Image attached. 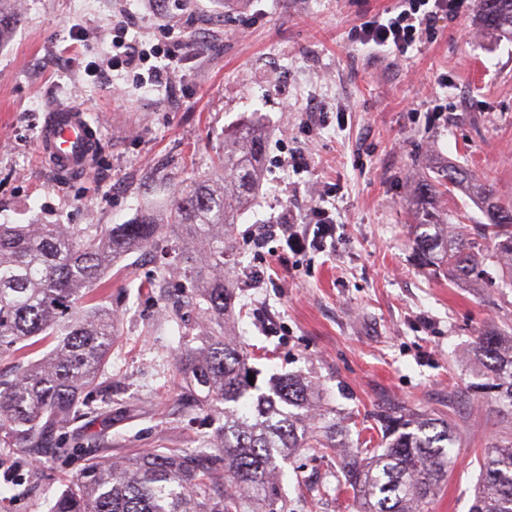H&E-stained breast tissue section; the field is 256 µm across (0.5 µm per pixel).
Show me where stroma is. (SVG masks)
Segmentation results:
<instances>
[{
    "mask_svg": "<svg viewBox=\"0 0 512 512\" xmlns=\"http://www.w3.org/2000/svg\"><path fill=\"white\" fill-rule=\"evenodd\" d=\"M458 2L403 57L354 38L397 0H24L0 45V224L109 226L162 211L169 187L214 171L225 128L245 118L269 128L263 183L235 230L230 321L260 388L277 374L314 378L346 434L332 456L300 450L282 463L288 512H354L336 473L379 441L383 400L455 423L459 455L433 512H469L478 456L504 428L470 393L463 354L484 329H512V288L418 265L410 241L428 206L483 218L463 190L414 194L446 166H468L512 203V39L481 31L480 0ZM116 20L147 50L201 47L150 58L170 67L153 88L124 71L100 79ZM73 102L98 134L89 172L74 176L37 152L48 112ZM324 199L335 251L283 252L273 224ZM154 270L145 249L104 275L120 331L91 412L36 453L0 447V512H49L87 460L218 436L221 420L189 410L176 366L183 332L202 320L186 306L170 315L189 289H140Z\"/></svg>",
    "mask_w": 512,
    "mask_h": 512,
    "instance_id": "1",
    "label": "stroma"
}]
</instances>
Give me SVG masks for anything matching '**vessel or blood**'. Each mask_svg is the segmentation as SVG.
<instances>
[{"mask_svg":"<svg viewBox=\"0 0 512 512\" xmlns=\"http://www.w3.org/2000/svg\"><path fill=\"white\" fill-rule=\"evenodd\" d=\"M97 132L82 108L61 106L50 112L37 142L39 156L59 172L79 175L91 166Z\"/></svg>","mask_w":512,"mask_h":512,"instance_id":"vessel-or-blood-1","label":"vessel or blood"}]
</instances>
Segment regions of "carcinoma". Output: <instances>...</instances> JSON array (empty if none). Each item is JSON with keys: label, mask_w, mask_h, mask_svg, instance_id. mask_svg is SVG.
Masks as SVG:
<instances>
[{"label": "carcinoma", "mask_w": 512, "mask_h": 512, "mask_svg": "<svg viewBox=\"0 0 512 512\" xmlns=\"http://www.w3.org/2000/svg\"><path fill=\"white\" fill-rule=\"evenodd\" d=\"M482 28L512 37V0H481ZM18 0H0V34ZM269 137L259 121L224 130L220 172L184 181L169 192L164 217L141 212L128 224H0V355L52 344L38 360L0 381V442L28 454L87 406L118 330L112 308L89 302L101 277L143 249L160 253L151 288L178 277L195 289L188 304L205 320L178 358L185 388L203 412L224 418L216 447L158 448L89 462L55 499L51 512H288L277 482L278 461L296 450L325 455L341 447L342 426L315 383L285 375L269 391L249 383L242 346L227 337L225 314L236 297L224 273L236 224L259 191ZM463 186L482 200L480 238L436 211L412 225L421 262L456 277H497L512 286V204L474 172L449 166L417 186L428 199ZM202 345L193 346L195 340ZM471 373L495 411L512 420V335L481 333L465 352ZM382 447L360 448L341 468L340 487L357 512H432L454 467V428L447 418L386 400L376 412ZM471 512H512V431L484 449Z\"/></svg>", "instance_id": "carcinoma-1"}]
</instances>
